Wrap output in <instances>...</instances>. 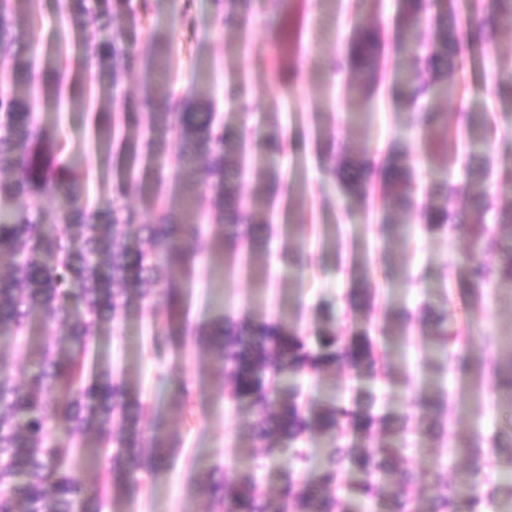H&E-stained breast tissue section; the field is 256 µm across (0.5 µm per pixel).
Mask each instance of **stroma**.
I'll return each instance as SVG.
<instances>
[{"instance_id": "stroma-1", "label": "stroma", "mask_w": 512, "mask_h": 512, "mask_svg": "<svg viewBox=\"0 0 512 512\" xmlns=\"http://www.w3.org/2000/svg\"><path fill=\"white\" fill-rule=\"evenodd\" d=\"M398 0H285L280 15L254 11L249 18V42L240 45L238 28L225 22L217 0H149L148 12L136 18L115 17L129 27L140 66L120 76L113 93L96 97L99 111L119 109L123 99H142L155 80L156 46L170 55L172 91L186 93L196 75L207 74L213 84L212 109L232 128L251 131L250 163L240 177L243 196L258 188L270 165H277L288 183L275 199L277 218L268 225L269 253L254 265L237 260L217 263L200 259L187 277L184 305L190 320L207 323L217 314L244 318L280 317L310 335L324 323L322 307L333 303L336 327L349 337L369 329L376 345L378 373L369 378L353 369L313 373L298 378L303 396L316 402L349 399L363 391L377 397L384 414L404 412L413 391L426 387L432 397L449 404L443 431L429 434L414 427L405 461L411 466L439 462L444 477H454L468 465L457 439L470 430L485 438L499 437L502 447L490 456L485 475L512 481V401L489 396L475 403L471 382L486 363L512 364V285L493 281L474 296L461 256L471 247L469 227L492 224L493 214L474 208L469 197L457 195L454 211L466 221L453 234L427 232L420 219L425 193L439 182L460 186L467 171L456 144L426 155L415 122L418 105L408 103L391 84L370 98L349 93L350 71L326 68L327 59L345 55L354 28L377 27L387 45L398 36ZM37 38L47 67L74 61L76 35L61 25L56 0H40ZM449 81L465 80L464 95L438 102L439 111L486 114L489 135L474 166L488 173L491 198L512 197V27L500 28L483 55L470 61L466 75L452 71ZM83 93H68V105L55 106L42 98L41 122L58 127L68 154L79 158L88 179L89 197H111L124 169L120 158L105 162V143L78 107ZM259 102L244 112L242 99ZM278 132L284 149L269 156L263 140ZM409 148L416 169L414 209L403 218L402 234L374 219L370 205L345 202L338 185L326 174L327 145L336 150L367 147L382 158L391 139ZM429 305L447 310L463 330L465 344L454 361L435 349L430 322L420 310ZM410 315L400 331L394 316ZM159 307L115 320L92 347L90 362L111 364L117 375L137 384L144 403L141 426L154 425L179 432L182 446L170 467L156 478L143 479L125 499L122 512H223L194 494L191 484L205 468L236 466L254 471L265 494L277 496L283 464L248 442L245 432L253 416L228 401L229 387L215 375L212 354L172 343L164 355L152 347L153 324H166ZM185 397L180 411L174 397Z\"/></svg>"}]
</instances>
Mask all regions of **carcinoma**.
I'll list each match as a JSON object with an SVG mask.
<instances>
[{"label":"carcinoma","instance_id":"carcinoma-1","mask_svg":"<svg viewBox=\"0 0 512 512\" xmlns=\"http://www.w3.org/2000/svg\"><path fill=\"white\" fill-rule=\"evenodd\" d=\"M38 4L0 0V334L20 337L38 316L56 339L32 352L20 368L0 354V512H103L109 506L120 512L118 504L131 497L142 477L167 470L181 445L180 435L160 429L144 435L139 389L116 378L110 366L96 363L86 371L90 346L105 323L155 304L166 307L169 324L154 334V350L162 352L176 336L207 348L218 373L231 385L229 398L254 414L250 440L288 462L276 503L261 492L250 470L231 467L221 473L212 468L196 478L195 490L226 512H340L336 490L347 467L360 475L357 495L390 503L389 512H459L463 501L468 512H485L499 493L498 483L487 479V489L479 492L475 478L499 444L485 447L477 435L460 442L470 463L467 471L453 480L436 479L422 503L412 496L428 471L403 465L411 417L418 410L420 419L434 423L443 414L439 401L425 390L415 392L394 428L386 426L387 418L374 411L370 398L364 401L357 395L348 403L308 406L298 402L292 381L304 373L347 364L375 375L376 347L369 329L343 338L333 326L304 336L281 318L237 321L219 314L198 326L175 322L183 302L177 283L203 254L233 252L243 244L252 252L268 250V203L284 176L277 167L269 168L263 186L244 199L237 158L249 129L227 128L216 113L199 111L200 104H211L208 81H194L180 97L157 83L144 100L151 109L145 117L139 112H114L110 118L90 113L96 139L119 147L124 166L112 197L90 203L84 179L63 158L65 144L39 122L36 112L38 93L50 88L52 94H62L72 77L70 67L59 64L48 71L38 54L14 50L24 38L35 41ZM224 8L240 32H246L243 0H224ZM424 9V0H401L396 48L410 58L413 73L397 74L395 86L409 100L428 104L416 122L431 141L462 134L471 157L488 134L487 122L478 128L473 114L464 113L455 127H448L447 115L430 104L459 94L462 84L450 86L421 73L450 59L466 73L467 56L487 45V31L500 24L512 26V0H444L431 17L427 40L421 37ZM111 10V0H68L60 12L61 22L79 32L77 54L83 64L95 67L89 79L102 90L112 89L121 73L141 63L126 28L112 25L110 18L100 21ZM349 65L358 73L353 90L371 94L381 67L377 32L363 27L353 33L350 55L334 61L332 68ZM144 119L149 130H173L180 139L176 179L184 193L178 211L158 192L166 179L159 168L141 189L142 208L125 203L130 187L141 183L142 159L163 150L159 138L130 139V129L143 127ZM343 162L352 166L353 174L345 177L339 167L328 172L344 198L363 202L378 183L381 223L409 210L414 176L409 153L399 141L390 144L380 163L370 159L365 147L351 151ZM466 188L473 200L494 212L496 223L512 224L511 198L488 202L481 176L469 175ZM202 189L210 195L211 207L201 217L192 199ZM435 193L441 200L425 204L426 228L449 233L459 223L450 208L455 188L440 184ZM49 197L58 205L48 220L31 221L29 212L41 209ZM214 224L224 229L218 239L205 231ZM72 235L81 241L77 250L70 245ZM496 251L507 257L498 271L480 258ZM464 262L478 291L495 276L512 283V234L503 237L478 227ZM424 310L439 345L452 348L459 336L448 326V314L429 306ZM479 376L492 379L497 390L506 387L512 398V364L505 372L494 365ZM377 424L385 426L384 437L374 440ZM59 428L79 445L91 442L101 450L96 465L103 474L102 486L87 487L65 467L70 449L55 442ZM347 429L366 443L344 447L340 434ZM311 431L324 435L328 448L317 479L300 483L297 467L306 455L298 443ZM112 446L116 451L110 454Z\"/></svg>","mask_w":512,"mask_h":512}]
</instances>
